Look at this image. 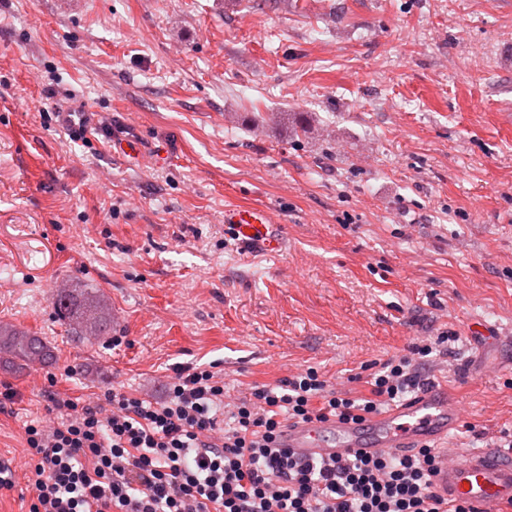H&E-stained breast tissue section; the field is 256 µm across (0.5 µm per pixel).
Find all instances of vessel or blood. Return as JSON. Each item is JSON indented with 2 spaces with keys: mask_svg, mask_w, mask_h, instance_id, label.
<instances>
[{
  "mask_svg": "<svg viewBox=\"0 0 512 512\" xmlns=\"http://www.w3.org/2000/svg\"><path fill=\"white\" fill-rule=\"evenodd\" d=\"M224 222L244 243L262 241L271 248L278 245L269 232L273 218L267 208L242 205L226 211ZM461 420L455 399L429 389L361 423L336 420L289 426L281 445L302 458L372 456L387 450L407 451L438 444ZM434 488L442 498L472 503L478 512H502L504 505L512 501V457L487 449L462 457H443Z\"/></svg>",
  "mask_w": 512,
  "mask_h": 512,
  "instance_id": "1",
  "label": "vessel or blood"
}]
</instances>
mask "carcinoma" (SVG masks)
<instances>
[{
  "mask_svg": "<svg viewBox=\"0 0 512 512\" xmlns=\"http://www.w3.org/2000/svg\"><path fill=\"white\" fill-rule=\"evenodd\" d=\"M57 316L64 321L72 336L80 341L94 339L112 332V311L103 296L81 285H69L53 296ZM0 351L11 357L15 371L51 362V344L38 336L0 326Z\"/></svg>",
  "mask_w": 512,
  "mask_h": 512,
  "instance_id": "obj_1",
  "label": "carcinoma"
}]
</instances>
